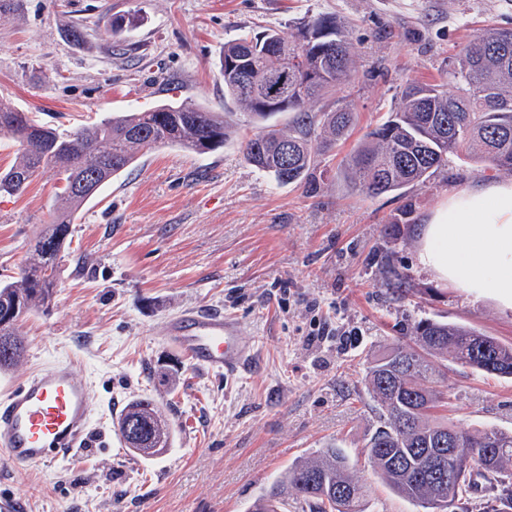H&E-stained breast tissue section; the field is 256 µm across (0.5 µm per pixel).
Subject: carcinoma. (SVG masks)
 <instances>
[{"mask_svg": "<svg viewBox=\"0 0 512 512\" xmlns=\"http://www.w3.org/2000/svg\"><path fill=\"white\" fill-rule=\"evenodd\" d=\"M355 71L352 43L335 18L320 15L287 35L266 29L224 42L220 75L224 104L247 114L259 130L242 146L245 161L278 182H302L315 162L319 136L339 139L355 124V113L339 108L317 116L311 104L348 82ZM288 73V105L274 110L256 103ZM457 93L409 83L396 111L368 132L347 156L341 176L367 195L401 191L426 181L466 153L497 171L512 173V26L485 30L460 51L450 72ZM294 113L293 128L267 120ZM227 113L202 105L169 101L135 112L112 114L68 133L36 123L10 101L0 99V131L13 135L18 157L0 171V194L20 195L32 180L51 175L61 183L52 218L30 245L31 257L16 276L0 281V336L12 351H0V371L18 366L25 347L16 323L34 310L49 308L56 288L57 260L71 243L70 226L86 203L156 146L204 154L224 146ZM288 144V158L280 147ZM414 345L394 344L369 368L365 384L380 404L384 422L368 443L373 472L389 488L425 512H468L467 504L483 481L487 512H512V432L490 426L457 430L442 422L439 409L448 397L435 386L432 358L442 356L465 368L512 377V345L463 325L421 319L412 327ZM493 346V356L480 343ZM140 430L126 444L144 458L169 447L171 428L149 398L127 404L117 430ZM458 436L457 454L440 446ZM367 483L339 448H322L300 459L266 487L248 512H365Z\"/></svg>", "mask_w": 512, "mask_h": 512, "instance_id": "obj_1", "label": "carcinoma"}]
</instances>
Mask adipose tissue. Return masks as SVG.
<instances>
[{
    "mask_svg": "<svg viewBox=\"0 0 512 512\" xmlns=\"http://www.w3.org/2000/svg\"><path fill=\"white\" fill-rule=\"evenodd\" d=\"M420 266L512 307V182L452 190L426 218Z\"/></svg>",
    "mask_w": 512,
    "mask_h": 512,
    "instance_id": "ef3b65f1",
    "label": "adipose tissue"
}]
</instances>
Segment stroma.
Here are the masks:
<instances>
[{
    "instance_id": "obj_1",
    "label": "stroma",
    "mask_w": 512,
    "mask_h": 512,
    "mask_svg": "<svg viewBox=\"0 0 512 512\" xmlns=\"http://www.w3.org/2000/svg\"><path fill=\"white\" fill-rule=\"evenodd\" d=\"M318 15L354 43L357 76L312 109L355 112L350 136L321 145L302 183L282 185L245 162L255 124L233 115L223 148L146 150L82 210L49 309L18 324L25 356L0 373V394L71 359L93 390L89 443L37 470L0 462V498L23 512H247L292 462L334 444L371 487L366 512H416L365 460L382 415L365 376L422 319L512 344L511 308L417 262L420 223L449 190L512 175L455 157L425 182L369 196L340 169L407 83H447L473 35L512 25V0H25L0 19V99L60 131L164 100L220 112L225 41L290 34ZM56 192L45 175L0 196L1 280L27 260ZM198 305L238 319L258 348L252 370L204 371L169 342L168 320ZM440 370L450 426L512 431V378L449 361ZM141 397L173 429L153 458L130 455L113 426Z\"/></svg>"
}]
</instances>
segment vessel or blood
Here are the masks:
<instances>
[{
	"label": "vessel or blood",
	"instance_id": "vessel-or-blood-1",
	"mask_svg": "<svg viewBox=\"0 0 512 512\" xmlns=\"http://www.w3.org/2000/svg\"><path fill=\"white\" fill-rule=\"evenodd\" d=\"M166 332L197 367L235 375L256 361L236 319L222 311L190 307ZM92 390L71 361L61 359L26 376L0 395V457L26 469L71 459L91 432Z\"/></svg>",
	"mask_w": 512,
	"mask_h": 512
}]
</instances>
